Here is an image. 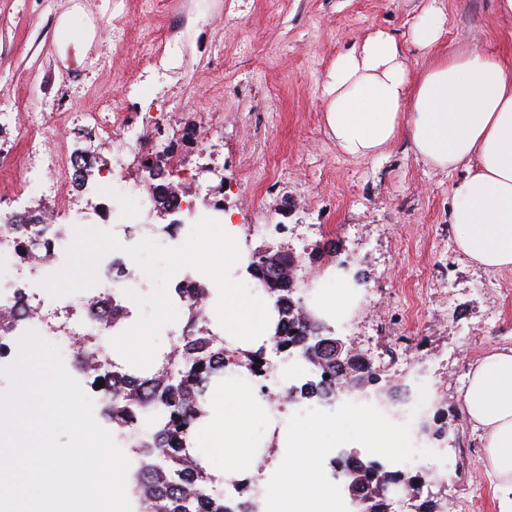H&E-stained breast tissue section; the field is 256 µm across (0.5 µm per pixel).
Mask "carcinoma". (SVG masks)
<instances>
[{"label":"carcinoma","mask_w":512,"mask_h":512,"mask_svg":"<svg viewBox=\"0 0 512 512\" xmlns=\"http://www.w3.org/2000/svg\"><path fill=\"white\" fill-rule=\"evenodd\" d=\"M275 257L252 258L253 276L275 301L279 323L270 349L261 348L250 354L232 350L224 338L208 331L200 321V305L205 292L187 296L188 317L182 336L183 355L178 368L160 381L162 370L151 375L134 376L122 366L98 373L95 382H105L112 389V424L122 430L140 428L144 414L151 410L158 421L157 431L134 449L137 455L150 457L149 467L140 469L139 484L150 483L165 497L169 512H249L232 496H215L208 492L194 497L187 488L199 483L197 469L184 466L188 439L204 414L206 393L211 381L226 371L242 370L255 382L259 391L266 390L265 380L273 367V358L302 354L315 348L320 360L311 379L289 391L298 399H336V385L347 382V373L336 363L335 336L330 327L301 322L295 318L297 290L276 276ZM353 478L360 479L358 488L368 494L378 481L380 471L373 464L347 468Z\"/></svg>","instance_id":"carcinoma-1"}]
</instances>
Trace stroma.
<instances>
[{
	"label": "stroma",
	"instance_id": "obj_1",
	"mask_svg": "<svg viewBox=\"0 0 512 512\" xmlns=\"http://www.w3.org/2000/svg\"><path fill=\"white\" fill-rule=\"evenodd\" d=\"M428 0H0V150L19 152L29 125L72 113L58 124L78 175L66 203L37 190L19 191V173L0 168V214L52 215L72 225V269L57 291L96 274L94 253L104 237L78 228L79 214L112 198L146 193L148 156L185 164L194 175L185 191L194 221L210 244L223 246L213 219L221 204L243 227L247 253L292 251L317 287L341 285L347 262L363 288L353 310L336 320V334L354 343L382 377L403 381L405 364L433 380L437 403L430 436L446 448L447 467L416 456L398 434L399 468L432 469V493L446 512H498L486 471L481 434L464 413L467 375L485 354L512 348V271L472 265L457 248L448 222L453 188L463 170L436 171L416 160L408 138L383 156L342 154L323 121L322 86L336 55L373 28L403 36ZM448 50L471 45L512 54V15L496 0H444ZM67 21L79 40L60 49L56 29ZM164 47V68L147 65ZM115 101L127 124L142 112L161 113L145 151L99 135L81 112L101 98ZM155 233L139 257L142 278L123 299L127 319L147 330L158 298L168 293L180 254L166 217L140 211L129 223ZM360 408L290 404L289 423L335 425L349 448L360 446Z\"/></svg>",
	"mask_w": 512,
	"mask_h": 512
}]
</instances>
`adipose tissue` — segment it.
<instances>
[{
	"label": "adipose tissue",
	"instance_id": "ef3b65f1",
	"mask_svg": "<svg viewBox=\"0 0 512 512\" xmlns=\"http://www.w3.org/2000/svg\"><path fill=\"white\" fill-rule=\"evenodd\" d=\"M448 15L430 0L409 26L407 41L377 28L353 42L331 65L323 96L325 122L346 156H382L408 136L415 156L440 170L464 168L449 213L460 251L480 267L512 269V61L459 46L439 52ZM426 55L406 61L407 46ZM241 227L224 226V258L196 259L210 272L209 312L227 346L267 345L277 314L260 287L243 292L249 257ZM467 419L483 433L484 460L499 512H512V349L482 357L463 393ZM193 433L192 455L224 460L225 480L250 477L264 491L261 512H339L323 460L341 441L324 423L293 427L278 417L247 376L226 373ZM262 421L266 430L255 436Z\"/></svg>",
	"mask_w": 512,
	"mask_h": 512
}]
</instances>
